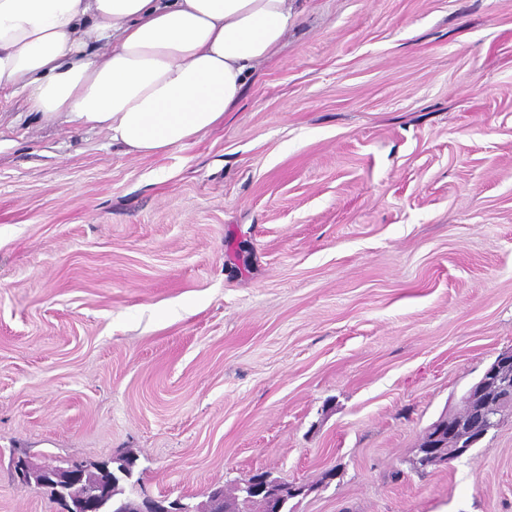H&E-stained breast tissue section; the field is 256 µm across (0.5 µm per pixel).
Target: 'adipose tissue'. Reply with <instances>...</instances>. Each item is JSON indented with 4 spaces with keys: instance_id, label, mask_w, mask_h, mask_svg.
Segmentation results:
<instances>
[{
    "instance_id": "adipose-tissue-1",
    "label": "adipose tissue",
    "mask_w": 512,
    "mask_h": 512,
    "mask_svg": "<svg viewBox=\"0 0 512 512\" xmlns=\"http://www.w3.org/2000/svg\"><path fill=\"white\" fill-rule=\"evenodd\" d=\"M297 21L290 0H0V91L159 154L223 124Z\"/></svg>"
}]
</instances>
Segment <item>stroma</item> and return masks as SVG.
I'll return each instance as SVG.
<instances>
[{"label":"stroma","mask_w":512,"mask_h":512,"mask_svg":"<svg viewBox=\"0 0 512 512\" xmlns=\"http://www.w3.org/2000/svg\"><path fill=\"white\" fill-rule=\"evenodd\" d=\"M299 7L160 154L0 92V512H61L16 457L129 452L194 504L265 470L290 512H512V415L412 466L512 349V0Z\"/></svg>","instance_id":"obj_1"}]
</instances>
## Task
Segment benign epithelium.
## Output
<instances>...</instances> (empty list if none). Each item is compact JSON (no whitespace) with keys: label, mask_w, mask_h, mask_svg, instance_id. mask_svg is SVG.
Here are the masks:
<instances>
[{"label":"benign epithelium","mask_w":512,"mask_h":512,"mask_svg":"<svg viewBox=\"0 0 512 512\" xmlns=\"http://www.w3.org/2000/svg\"><path fill=\"white\" fill-rule=\"evenodd\" d=\"M465 397L469 405L468 415L450 418L438 428H430L418 445L417 459L435 465L446 462L448 455L441 452V437L445 432L460 441L453 456H461L480 442L489 430L497 427L501 419L512 415V350L498 354L481 380L467 390ZM116 461L117 458H110L93 464L91 468L80 462L65 469L52 462L37 464L21 457L14 461V468L23 487L53 489L54 499L63 507L62 512H112V479L109 473ZM91 471L98 474L96 481L89 483L81 494L70 491L75 482ZM252 485L264 493L266 509L270 512L281 510L285 480L261 472L254 475ZM139 512L186 510L178 499L143 494Z\"/></svg>","instance_id":"7a95c632"}]
</instances>
